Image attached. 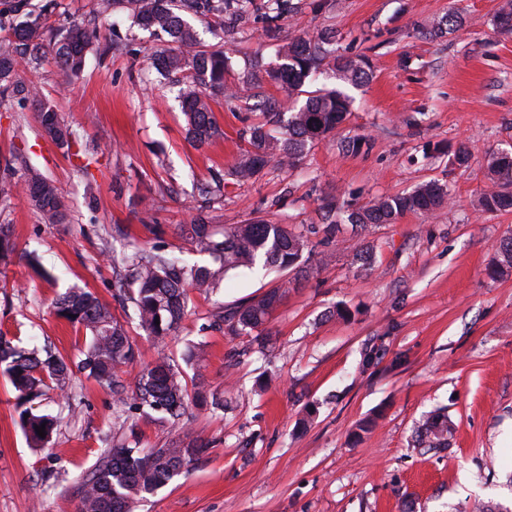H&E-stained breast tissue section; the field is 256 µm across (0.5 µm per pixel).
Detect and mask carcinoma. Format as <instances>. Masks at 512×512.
Segmentation results:
<instances>
[{
	"mask_svg": "<svg viewBox=\"0 0 512 512\" xmlns=\"http://www.w3.org/2000/svg\"><path fill=\"white\" fill-rule=\"evenodd\" d=\"M255 0H99L98 14L107 18L123 12L138 27L166 37L168 48L155 58V66L166 76H180L179 98L186 117L187 134L193 146L201 148L223 131L217 124L209 96L224 94L227 101L244 103L260 112L259 121L249 128V145L237 162L233 176L246 182L259 176L271 164L284 167L306 155L313 146L330 136L351 112L353 99L348 88H358L373 76L367 59H345L334 65L340 86L309 91L310 78L326 60L335 56L336 33L325 31L316 39L297 38L282 46L277 60L251 61L234 83H227L228 60L220 49L202 48L198 33L187 16L237 15L245 13ZM57 0H42L25 13L26 20L0 41V101L30 102L38 107L43 132L60 146L71 145V131L59 114L47 106L38 87L19 79V72L37 63L45 51L56 60L62 84L79 78L86 66V54L94 31L73 24L64 36L45 42L46 21ZM296 9L292 0H267L258 20L270 36ZM461 24L458 9H448L443 21L428 26L435 37ZM276 88L277 94L257 92L261 84ZM490 187L477 199L484 214L512 210V153H492L488 158ZM19 194L39 212L43 223L61 224L65 208L57 186L36 173L22 180L0 181V197ZM451 190L439 181H427L414 190L381 197L358 206L344 204L343 219L328 225L329 237L343 232L348 224L356 232L372 224H394L407 213L430 215L449 204ZM181 236L190 240L195 252L206 255L209 264L189 263L154 247L130 253L112 252L106 260L125 271L117 298L132 304L140 328L148 336L162 339L176 332L187 312L189 290L213 294L225 277L239 269L260 265L282 271L303 272L313 256L308 237L261 218L230 228H217L202 215L178 225ZM512 272V235L498 243L492 274ZM287 287L274 288L255 301L240 306L218 319L231 336L257 330L270 318ZM55 314L88 335L84 358L70 366L50 349L26 350L0 336V367L17 393L24 409L20 426L34 447L49 443L57 417L34 411L31 403L52 388L64 391L72 369L94 378L112 392L116 412H123L127 400L143 413L161 414L171 428L187 424L188 389L183 370L163 356L136 376L133 390L124 379L127 367L138 357L127 329L92 292L71 288L54 303ZM45 425V437L36 427ZM455 424L437 411L426 415L416 428V447L443 450L450 446ZM208 450L195 440H176L163 448H142L139 441L119 442L104 450L95 467L79 483L77 512H135L144 498L175 477L185 475Z\"/></svg>",
	"mask_w": 512,
	"mask_h": 512,
	"instance_id": "carcinoma-1",
	"label": "carcinoma"
}]
</instances>
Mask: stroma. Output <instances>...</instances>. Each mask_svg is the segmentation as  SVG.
Segmentation results:
<instances>
[{
  "label": "stroma",
  "mask_w": 512,
  "mask_h": 512,
  "mask_svg": "<svg viewBox=\"0 0 512 512\" xmlns=\"http://www.w3.org/2000/svg\"><path fill=\"white\" fill-rule=\"evenodd\" d=\"M506 0H301L268 38L252 19L234 34L197 22L206 44L229 52L233 72L260 53L274 60L299 36L335 30L341 54L369 59L373 78L353 90L348 119L294 166H270L239 183L230 171L253 121L223 96L213 102L221 137L189 141L174 85L149 59L166 42L124 15L100 24L83 74L60 84L51 55L22 70L73 133L70 147L44 136L33 106L0 104V158L13 179L36 168L59 188L67 219L42 223L25 200L0 198V225L15 246L0 265V335L76 360L85 333L56 317L52 302L85 288L124 322L139 357L205 351L207 389L220 409L189 406L184 439L209 450L189 474L144 500L138 512H472L478 501L512 505V275L491 276L512 212L475 207L488 186L490 153L512 149V32L495 20ZM456 4L462 24L436 38L429 23ZM362 137L356 153L341 142ZM468 142V168L449 148ZM447 183L453 200L424 218L407 214L359 234L327 238L330 205ZM222 183L209 210L227 227L260 217L308 232L316 253L306 276L261 269L230 273L221 290L192 294L171 336H146L114 296L102 253L162 246L196 261L177 232L204 203L198 187ZM372 248L362 268L357 246ZM288 292L262 330L229 336L212 328L281 282ZM349 318L338 317V310ZM373 364H365V353ZM57 417L50 447L29 446L16 394L0 374V512H77L82 475L120 435L112 393L75 374L65 394L34 403ZM445 409L456 425L449 449L414 446L418 422ZM375 427L357 433L360 421ZM56 484L44 483L47 472Z\"/></svg>",
  "instance_id": "1"
}]
</instances>
